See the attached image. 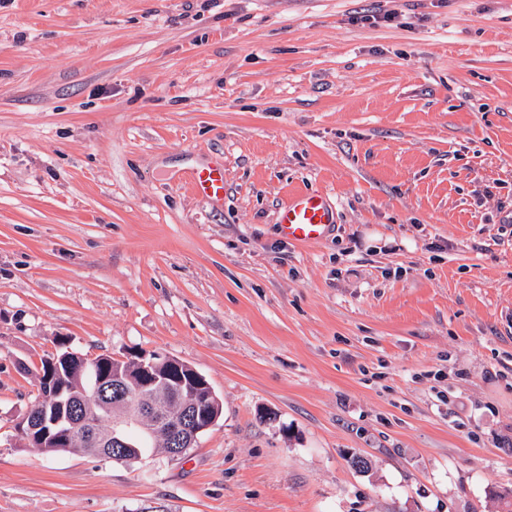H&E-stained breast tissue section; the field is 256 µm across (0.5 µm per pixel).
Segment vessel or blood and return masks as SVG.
I'll return each instance as SVG.
<instances>
[{
	"label": "vessel or blood",
	"mask_w": 512,
	"mask_h": 512,
	"mask_svg": "<svg viewBox=\"0 0 512 512\" xmlns=\"http://www.w3.org/2000/svg\"><path fill=\"white\" fill-rule=\"evenodd\" d=\"M194 196L214 206L224 202V163L214 160L191 170L185 183ZM276 222L288 241L305 244L325 237L336 222L329 196L321 191H301L289 196L277 210Z\"/></svg>",
	"instance_id": "b4317fda"
}]
</instances>
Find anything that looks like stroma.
<instances>
[{
	"label": "stroma",
	"instance_id": "obj_1",
	"mask_svg": "<svg viewBox=\"0 0 512 512\" xmlns=\"http://www.w3.org/2000/svg\"><path fill=\"white\" fill-rule=\"evenodd\" d=\"M217 157L213 209L179 179ZM308 189L337 222L297 245ZM63 346L222 415L43 453ZM0 512H512V0H0ZM276 222L288 241L305 244L325 237L336 222L330 197L321 191H301L277 210Z\"/></svg>",
	"mask_w": 512,
	"mask_h": 512
}]
</instances>
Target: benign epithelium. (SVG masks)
I'll return each mask as SVG.
<instances>
[{"label": "benign epithelium", "instance_id": "7a95c632", "mask_svg": "<svg viewBox=\"0 0 512 512\" xmlns=\"http://www.w3.org/2000/svg\"><path fill=\"white\" fill-rule=\"evenodd\" d=\"M128 362L126 358H112V365L102 371L100 379L96 382L89 397L88 403H112V391H117V402L125 407L127 413L115 423L114 427L104 433L93 432L91 437L102 450V456L108 459H135L144 458L143 452L137 445L128 441L126 431L132 426L142 427L139 410L144 396L153 394L159 389L172 388V379L159 375L155 371L158 361L149 357V354L138 355L136 375L121 373L122 366ZM167 370L176 372L175 380L180 385L186 384L205 390L211 398L213 408H218L220 400L213 391L207 379L189 364L172 357H163ZM47 402L60 407V412L49 417V407H43V414L29 421H21L19 430L26 431L29 444H38L40 448H48L52 452H64L72 447L71 435L82 425L76 420L73 408L65 407L61 396L65 385L61 374H48L44 380ZM218 416H213L207 422L200 421L199 410H186L182 423L171 429L172 448L168 449L169 456L177 458L182 456L184 448L193 445L196 436L210 428Z\"/></svg>", "mask_w": 512, "mask_h": 512}]
</instances>
